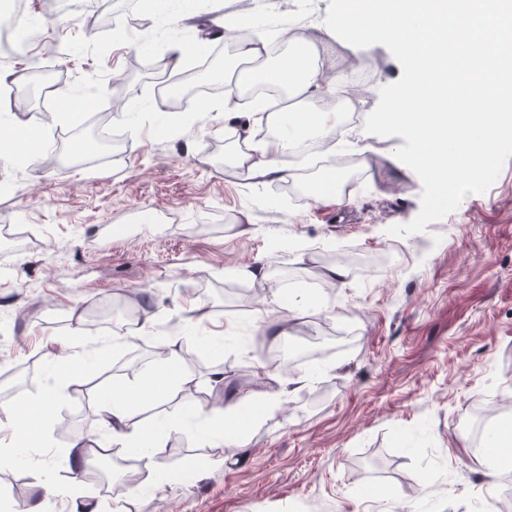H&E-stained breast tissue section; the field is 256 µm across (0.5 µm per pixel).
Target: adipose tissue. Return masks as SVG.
I'll return each mask as SVG.
<instances>
[{
  "instance_id": "obj_1",
  "label": "adipose tissue",
  "mask_w": 512,
  "mask_h": 512,
  "mask_svg": "<svg viewBox=\"0 0 512 512\" xmlns=\"http://www.w3.org/2000/svg\"><path fill=\"white\" fill-rule=\"evenodd\" d=\"M249 18H229L224 22L226 61L255 60L259 66L233 72L237 85H247L256 79L277 82L287 93L288 105L278 123L273 143L261 145L251 138H243L231 146L232 164L252 178H288L289 173L281 163L282 156L296 152L307 140L330 137L341 123L340 111L308 106L309 98L335 100L343 89L339 73L323 75L316 57L310 51L308 39L287 32H280L279 40L286 47L285 53L272 55L268 42H243L236 38V31L249 25ZM156 342L164 354L159 373L133 385L105 389L100 395V411L104 426L112 433L113 443L134 442L139 457H150L153 448L159 447L165 432L178 428V421L166 423L164 430L144 429L139 416L147 401L165 397L182 382L176 369V340L170 336L157 337ZM50 372L42 390L27 399L16 414L0 420V464L12 466L17 462L15 450L20 442L28 441L50 447V435L58 424L56 405L64 396L71 378L83 373L88 360L75 353L60 357L46 356ZM288 395L287 390L268 392L261 396H247L242 402L225 408L198 406L192 411L196 425L203 433H217L228 447L245 448L249 445L247 431L238 423L242 405L256 407L258 414L279 408Z\"/></svg>"
}]
</instances>
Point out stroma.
<instances>
[{
  "mask_svg": "<svg viewBox=\"0 0 512 512\" xmlns=\"http://www.w3.org/2000/svg\"><path fill=\"white\" fill-rule=\"evenodd\" d=\"M82 0H57L52 17L42 0L24 13L37 35L22 58L7 63L16 101L56 150L51 166L0 164V419L41 389L29 366L47 352L88 351L103 336L132 329L124 314L148 308L153 334L121 354L91 358L57 406L68 430L56 433L54 455L39 464L60 493L54 512H72L75 485L95 489L104 507L129 512H500L512 506V470L487 474L482 458L503 419L512 417V158L485 193L467 196L422 234L388 235L419 213L422 183L396 159L399 136L365 130L332 137L326 152L349 157L351 205L300 200L281 181L251 178L225 159L240 132L258 136L273 118L238 103L237 127L214 109L191 105L182 115L155 98L163 70L149 59L181 49V70L194 67L192 46L209 41L225 17L249 16L252 38L286 25L319 41L324 64L375 65V80L358 99L370 113L379 87L402 68L381 45L358 50L324 41L329 0H165L161 9L101 0L104 25L86 26ZM105 111L126 134L121 154L78 156L81 122L57 118L54 84ZM261 263L267 278L246 275ZM345 265V282L326 285L323 271ZM294 286L316 300L291 324L320 359L312 379L281 409L246 422L250 454L197 431L187 411L224 406L231 394L272 392L281 375H260L263 358L249 343L256 311L273 287ZM233 315L234 345L211 352L200 343L211 324ZM81 335H72L73 325ZM178 339L185 380L177 393L149 404L142 425L178 419L167 457L175 480L146 466L143 491L100 474L96 461L70 472L73 432L95 430L100 391L152 374L155 339ZM224 379L214 382V367ZM41 493L32 471L0 469V501L24 512Z\"/></svg>",
  "mask_w": 512,
  "mask_h": 512,
  "instance_id": "stroma-1",
  "label": "stroma"
}]
</instances>
